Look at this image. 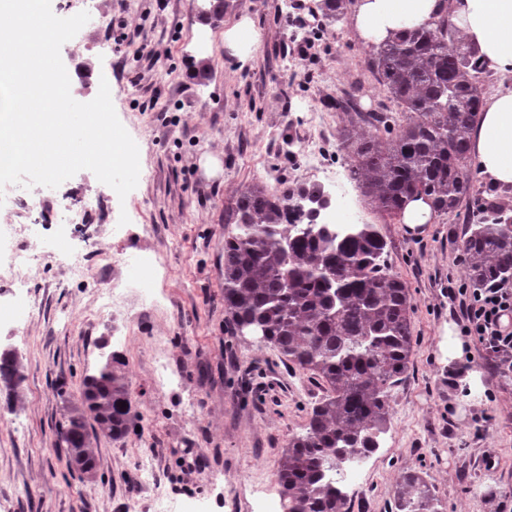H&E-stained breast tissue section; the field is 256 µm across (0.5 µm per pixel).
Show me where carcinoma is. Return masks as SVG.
Instances as JSON below:
<instances>
[{"mask_svg": "<svg viewBox=\"0 0 512 512\" xmlns=\"http://www.w3.org/2000/svg\"><path fill=\"white\" fill-rule=\"evenodd\" d=\"M352 0H320L327 22L345 18ZM367 68L394 102L393 112H359L343 97L340 132L349 171L372 211L401 216L422 197L449 214L469 190V132L480 112L483 63L447 17L370 50ZM325 190L315 183L271 191L254 183L224 210L236 232L224 238V306L234 324L258 327L263 340L326 386L306 432L291 437L277 476L284 512H344L332 473L379 447L390 419V392L412 352L408 290L382 260L386 241L375 224H323ZM512 209L500 206L470 225L464 241L470 279L512 281ZM124 363L70 415L59 442L75 448L100 429L114 440L135 425ZM19 364L0 355L8 405L23 382ZM127 407L122 409L119 403ZM395 512H439L430 483L406 472Z\"/></svg>", "mask_w": 512, "mask_h": 512, "instance_id": "1", "label": "carcinoma"}]
</instances>
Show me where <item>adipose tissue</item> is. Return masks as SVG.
<instances>
[{
    "label": "adipose tissue",
    "instance_id": "ef3b65f1",
    "mask_svg": "<svg viewBox=\"0 0 512 512\" xmlns=\"http://www.w3.org/2000/svg\"><path fill=\"white\" fill-rule=\"evenodd\" d=\"M444 15L463 42L478 48L487 69L512 74V0H356L353 25L371 47ZM469 140L480 176L512 188V89L484 102Z\"/></svg>",
    "mask_w": 512,
    "mask_h": 512
}]
</instances>
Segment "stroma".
Returning <instances> with one entry per match:
<instances>
[{
    "mask_svg": "<svg viewBox=\"0 0 512 512\" xmlns=\"http://www.w3.org/2000/svg\"><path fill=\"white\" fill-rule=\"evenodd\" d=\"M319 0H236L221 24L204 22L206 0H51L55 15L87 11L89 22L61 48L73 96L92 99L108 81L116 114L139 148L137 187L119 199L88 170L58 188L23 189L0 224H23L37 210L43 248L21 250L34 270L32 303L19 323L0 326V350L16 352L21 400L0 391V512H254L277 486V464L324 396L321 380L248 332L224 308V209L237 190H271L315 180L304 144L323 148L326 165L347 172L338 133L337 91L362 106L393 103L365 68L368 50L351 19L322 24ZM249 15L260 36L240 62L224 48V29ZM140 38H133V31ZM162 57L148 66L141 41ZM326 128L309 125L311 105ZM512 205L472 174L457 213L434 214L409 230L381 225L389 270L412 305L410 367L391 391L390 423L365 462L353 496L358 512H391L400 475L424 473L441 512H491L488 496L512 495V374L487 367L474 338L464 359L449 360L448 332L462 322L449 285L468 283L462 248L484 208ZM93 207L71 233L73 248L101 253L85 278L52 258L53 225L68 210ZM127 214L128 235L110 227ZM148 251L157 262L156 303L129 294L123 311L100 314L97 298L119 266L112 257ZM123 356L140 427L119 441H92L96 476L70 467L58 429L80 404L86 376L110 354ZM492 453L494 468L483 456Z\"/></svg>",
    "mask_w": 512,
    "mask_h": 512,
    "instance_id": "1",
    "label": "stroma"
}]
</instances>
